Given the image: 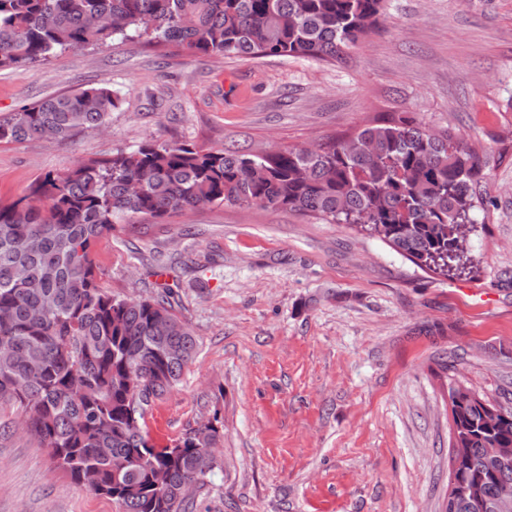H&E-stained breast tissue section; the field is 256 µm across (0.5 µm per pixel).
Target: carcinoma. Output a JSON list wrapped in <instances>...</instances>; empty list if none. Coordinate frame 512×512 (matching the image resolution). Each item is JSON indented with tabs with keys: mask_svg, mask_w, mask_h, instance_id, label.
<instances>
[{
	"mask_svg": "<svg viewBox=\"0 0 512 512\" xmlns=\"http://www.w3.org/2000/svg\"><path fill=\"white\" fill-rule=\"evenodd\" d=\"M384 23L385 0H0V70L114 39L341 63ZM120 106L107 88L50 96L0 119V143L104 131ZM494 164V152L452 128L400 112L314 148L255 155L146 142L49 172L0 202V406L21 408L56 467L121 512H186L183 487H204L219 467L220 431L209 420L152 442L147 409L198 345L171 289L128 300L99 286L95 252L114 225L206 205L281 209L350 224L421 269L462 276L477 262L459 228L476 223ZM449 399L467 489L445 512H497L512 493V457L493 462L512 448V411L489 421L482 399L459 385Z\"/></svg>",
	"mask_w": 512,
	"mask_h": 512,
	"instance_id": "obj_1",
	"label": "carcinoma"
}]
</instances>
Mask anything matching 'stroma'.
Returning <instances> with one entry per match:
<instances>
[{
    "mask_svg": "<svg viewBox=\"0 0 512 512\" xmlns=\"http://www.w3.org/2000/svg\"><path fill=\"white\" fill-rule=\"evenodd\" d=\"M386 27L344 63L206 57L110 41L0 71V117L108 88V131L0 144V201L49 172L143 142L258 152L342 138L410 112L468 141L512 146V0H386ZM470 276L418 268L345 224L206 206L127 219L97 279L136 300L178 295L198 342L149 409L165 445L216 420L220 466L188 512H443L450 387L512 409V157L492 169ZM0 410V512H118L58 470Z\"/></svg>",
    "mask_w": 512,
    "mask_h": 512,
    "instance_id": "stroma-1",
    "label": "stroma"
}]
</instances>
